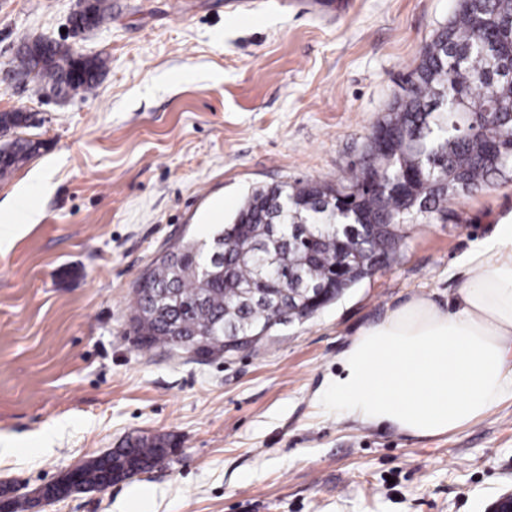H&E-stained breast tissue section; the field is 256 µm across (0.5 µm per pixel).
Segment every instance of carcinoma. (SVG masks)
<instances>
[{"instance_id":"cac0c4a2","label":"carcinoma","mask_w":512,"mask_h":512,"mask_svg":"<svg viewBox=\"0 0 512 512\" xmlns=\"http://www.w3.org/2000/svg\"><path fill=\"white\" fill-rule=\"evenodd\" d=\"M112 20V7L94 0L91 27ZM47 57L18 51V67L37 80L36 92L57 95L93 91L105 59H87L74 77L72 51L52 40ZM405 95L367 136L362 155L336 184L307 180L253 189L232 221L212 233L206 246L183 240L173 256L150 265L152 293L135 292L133 331L151 349H183L200 336H242L270 322L313 316L393 261L405 234L401 226L448 214V201L498 181L512 180V0H456L448 23L425 43L407 77ZM26 112H0V130L28 125ZM393 135L387 151L376 134ZM39 144L17 139L0 150V177L29 159ZM353 253L355 273L336 271L339 254ZM321 290L310 306L303 299ZM172 447L158 435L128 442L79 465L56 485L39 488L52 497L122 482L156 467Z\"/></svg>"}]
</instances>
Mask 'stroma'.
<instances>
[{
	"mask_svg": "<svg viewBox=\"0 0 512 512\" xmlns=\"http://www.w3.org/2000/svg\"><path fill=\"white\" fill-rule=\"evenodd\" d=\"M111 2V23L76 35L78 0H0V112H27L14 135L40 145L0 179V488L31 494L167 434L169 463L40 512H488L512 491L511 400L416 438L340 418L318 392L361 327L460 286L512 182L411 224L395 262L257 351H146L129 325L169 244L207 239L253 187L337 182L456 0ZM38 36L106 58L96 89L40 96L14 77Z\"/></svg>",
	"mask_w": 512,
	"mask_h": 512,
	"instance_id": "35a3bbf8",
	"label": "stroma"
}]
</instances>
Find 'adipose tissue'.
I'll use <instances>...</instances> for the list:
<instances>
[{
	"label": "adipose tissue",
	"instance_id": "obj_1",
	"mask_svg": "<svg viewBox=\"0 0 512 512\" xmlns=\"http://www.w3.org/2000/svg\"><path fill=\"white\" fill-rule=\"evenodd\" d=\"M460 264L447 301L411 296L358 331L323 390L339 417L430 438L512 398V212Z\"/></svg>",
	"mask_w": 512,
	"mask_h": 512
}]
</instances>
